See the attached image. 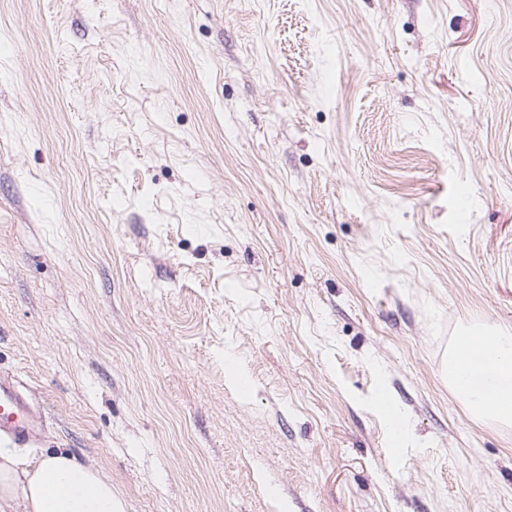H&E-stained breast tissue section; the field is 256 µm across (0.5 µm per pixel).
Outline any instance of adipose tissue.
<instances>
[{"instance_id":"ef3b65f1","label":"adipose tissue","mask_w":512,"mask_h":512,"mask_svg":"<svg viewBox=\"0 0 512 512\" xmlns=\"http://www.w3.org/2000/svg\"><path fill=\"white\" fill-rule=\"evenodd\" d=\"M448 383L472 416L512 419V335L472 331L459 336L448 360ZM124 512L111 482L70 452L28 460L0 448V512Z\"/></svg>"}]
</instances>
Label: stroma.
Returning <instances> with one entry per match:
<instances>
[{
	"label": "stroma",
	"mask_w": 512,
	"mask_h": 512,
	"mask_svg": "<svg viewBox=\"0 0 512 512\" xmlns=\"http://www.w3.org/2000/svg\"><path fill=\"white\" fill-rule=\"evenodd\" d=\"M475 327L512 333V0H0L19 454L125 512H512V423L448 387Z\"/></svg>",
	"instance_id": "35a3bbf8"
}]
</instances>
